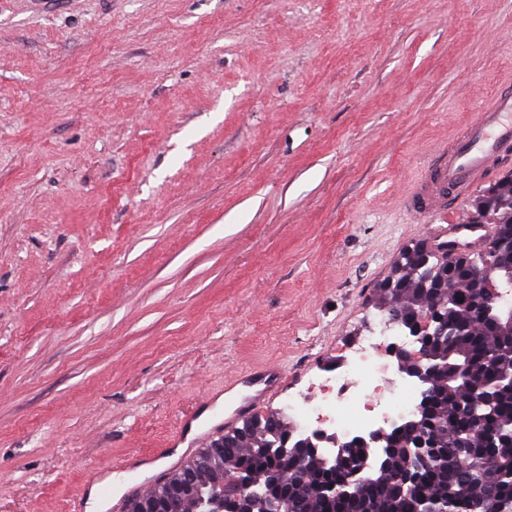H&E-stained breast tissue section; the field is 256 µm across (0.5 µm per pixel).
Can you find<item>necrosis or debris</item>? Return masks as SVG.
<instances>
[{
  "mask_svg": "<svg viewBox=\"0 0 512 512\" xmlns=\"http://www.w3.org/2000/svg\"><path fill=\"white\" fill-rule=\"evenodd\" d=\"M411 344L398 326L381 322L378 330L353 345L328 370L319 385V398L289 395L288 412L296 417L297 433L348 442L411 418L421 400L420 383L397 370L392 389L382 392L378 379L385 368L377 362L379 354L390 355Z\"/></svg>",
  "mask_w": 512,
  "mask_h": 512,
  "instance_id": "necrosis-or-debris-1",
  "label": "necrosis or debris"
}]
</instances>
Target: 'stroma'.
<instances>
[{
  "label": "stroma",
  "instance_id": "obj_1",
  "mask_svg": "<svg viewBox=\"0 0 512 512\" xmlns=\"http://www.w3.org/2000/svg\"><path fill=\"white\" fill-rule=\"evenodd\" d=\"M512 0H0V512H63L207 389L383 319Z\"/></svg>",
  "mask_w": 512,
  "mask_h": 512
}]
</instances>
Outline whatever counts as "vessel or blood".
Masks as SVG:
<instances>
[{
	"instance_id": "obj_1",
	"label": "vessel or blood",
	"mask_w": 512,
	"mask_h": 512,
	"mask_svg": "<svg viewBox=\"0 0 512 512\" xmlns=\"http://www.w3.org/2000/svg\"><path fill=\"white\" fill-rule=\"evenodd\" d=\"M512 167V84L481 103L471 122L455 138L433 150L410 183L403 205L413 223L427 225L435 248H480L491 227L460 218L451 202H462L480 183ZM287 380L278 365L249 369L223 388L206 391L193 411L179 417L161 448L133 452L100 468L72 497L68 512H85L97 500L103 512H125L128 499L151 490L158 480L178 470L202 442L236 429L239 422L264 408Z\"/></svg>"
}]
</instances>
